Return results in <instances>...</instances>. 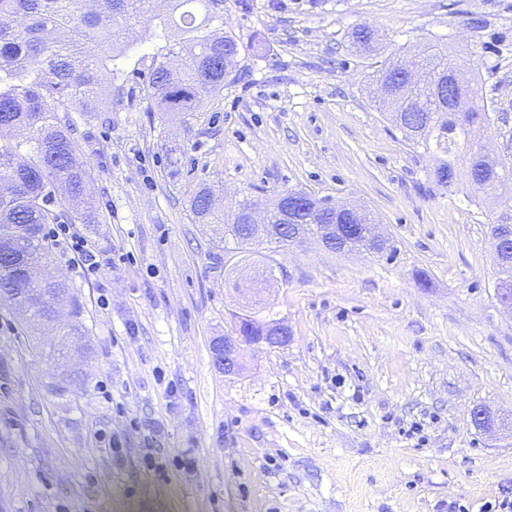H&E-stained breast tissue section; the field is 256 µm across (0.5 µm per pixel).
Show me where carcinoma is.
I'll return each instance as SVG.
<instances>
[{"mask_svg":"<svg viewBox=\"0 0 512 512\" xmlns=\"http://www.w3.org/2000/svg\"><path fill=\"white\" fill-rule=\"evenodd\" d=\"M172 12L160 17L153 33L154 67L146 87L149 107L186 117L204 108L203 92L224 89V44H237L224 31V0H172ZM145 0H0V303L9 305L29 335L48 332L58 342L41 351L54 360L74 340L86 336L80 309L72 320L59 324L50 301L71 294L59 279L38 275L51 259L44 237L47 224L60 223L55 211L61 202H75L74 218L91 224L99 206L89 197L90 162L79 158L73 113L112 111V89L123 91L140 60L133 51L145 40L139 28ZM365 50L373 48L369 25L352 31ZM417 65L424 83L393 85L382 103L404 140L435 156L434 170L452 168L456 181L466 179L483 194L497 179L512 176V160L487 161L471 154L476 132L490 125V105L481 94L482 81L464 79L470 111H448V103L432 98L434 85L454 64L448 47L428 46ZM211 191L202 186L190 197V210L200 224L213 225L220 244L251 250L263 243L239 232L237 212L224 214L208 202ZM341 224H359L372 231L374 219L362 210L345 213Z\"/></svg>","mask_w":512,"mask_h":512,"instance_id":"carcinoma-1","label":"carcinoma"}]
</instances>
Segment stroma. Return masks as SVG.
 Wrapping results in <instances>:
<instances>
[{
	"label": "stroma",
	"instance_id": "1",
	"mask_svg": "<svg viewBox=\"0 0 512 512\" xmlns=\"http://www.w3.org/2000/svg\"><path fill=\"white\" fill-rule=\"evenodd\" d=\"M361 23L379 34L373 53L351 39ZM224 28L236 78L204 111L180 122L148 110V44L121 102L78 121L101 218L77 230L101 269L85 278L59 253L47 272L72 287L88 336L56 368L0 305V512L512 501V431L472 423L478 406L512 419V315L495 297L489 228L512 190L483 201L438 186L432 156L367 84L447 43L482 76L484 145L512 157V0H224ZM202 185L227 209L291 189L365 206L396 252L224 251L189 210ZM249 312L286 323L290 342L244 347L243 373L225 376L211 342ZM416 422L421 437L407 436ZM149 450L158 470L142 466ZM178 454L193 473L173 467Z\"/></svg>",
	"mask_w": 512,
	"mask_h": 512
}]
</instances>
